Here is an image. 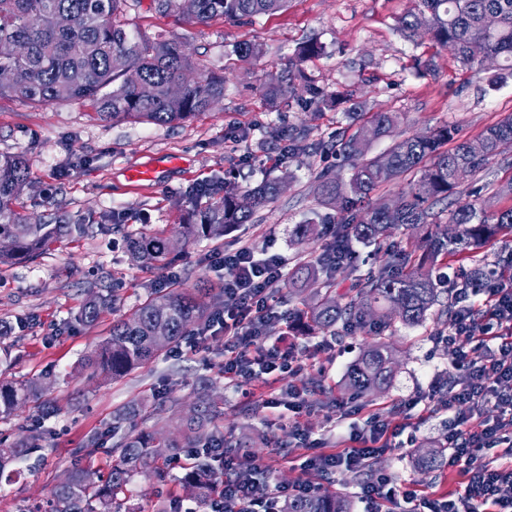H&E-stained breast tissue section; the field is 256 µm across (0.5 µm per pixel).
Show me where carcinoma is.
Here are the masks:
<instances>
[{"instance_id":"carcinoma-1","label":"carcinoma","mask_w":512,"mask_h":512,"mask_svg":"<svg viewBox=\"0 0 512 512\" xmlns=\"http://www.w3.org/2000/svg\"><path fill=\"white\" fill-rule=\"evenodd\" d=\"M162 15H176L190 24H204L213 17H257L273 15L288 8V0H153ZM127 0H0V43L21 48L20 57L0 55V70L18 69L22 78L15 84L0 83V97L18 96L34 106L59 101L91 104L104 119H123L143 124L170 125L193 119L224 98V77L208 72L204 65L183 51V44L162 35L146 36L128 29L123 19ZM66 16L62 27L57 19ZM406 37L425 36L450 50L465 68H483L484 60L496 59L498 70L512 76V0H414L399 18ZM484 43V58L475 57L472 43ZM233 52L242 61L262 53L255 43H239ZM185 85L180 97L169 87ZM309 101L319 105L339 102L343 94L308 86ZM295 92L293 83L270 84L264 96L278 100ZM401 121L399 112H373L355 131L338 130L319 141L315 152L334 154L351 165L349 180L328 170L319 173L322 196L337 204V245H328L317 261H302L288 280V288L301 282L316 288L307 305L305 318L315 329L336 335V325L347 330L370 328L381 335L397 318L416 326L433 314L443 325L454 305H438L447 277L434 271L448 258L459 263L472 261L475 253L499 234L512 235V205L495 208L486 202H462L456 187L467 177L482 171L500 156L512 152V115L500 119L475 140L457 139L456 129L444 125L427 134L404 138L395 136ZM393 138L382 154L367 159L369 143ZM453 147H448L449 143ZM409 176L407 191L400 197L401 209H390V198L373 204L366 197L379 185ZM27 184V168L20 155L0 154V239L12 246L0 249V266L22 257H33L63 235H81L80 224L66 218L31 224L18 213L14 201ZM280 182L265 177L245 191L252 205L242 208L238 194L224 192L222 201L200 216L179 225L183 244L201 238H219L234 224L250 221L255 211L274 198ZM443 203L448 220H441L435 205ZM429 226L424 244L406 242V248L385 253L378 274L357 281L342 302H332L336 277L351 270L352 243L379 245L398 226ZM316 221L308 218L292 229L293 240L303 244L313 235ZM172 237L164 230L127 235L131 257L145 265H163L173 259ZM489 275L476 263L452 283L460 297L488 286ZM217 296L204 283L192 288H153L126 318L112 323L108 338L88 355L87 364L114 380L124 378L155 360L163 350L186 336L206 329L208 311ZM110 295L96 293L83 303L79 320L92 325L114 308ZM168 326L162 343L154 330L160 321ZM394 351L386 342L376 341L350 366L344 386L363 394L389 386L393 378ZM51 380L41 377L0 385V417H9L26 403L41 410V420L51 417L46 394ZM162 402L135 399L116 409L111 434L126 425L158 412ZM221 402L211 394L197 393L192 408L171 417L162 431L128 433L112 445V467L107 475L86 480L91 469L78 463L68 470L69 482L50 491V512H135L128 505L132 486L140 477H164L167 462L189 457L178 478L183 495L169 500L161 512H181L183 500L207 508L224 488V470L217 459L224 451ZM37 428L0 446V482H9V467L30 454V442ZM283 512H351L341 495L317 492L287 502Z\"/></svg>"}]
</instances>
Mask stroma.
<instances>
[{
	"mask_svg": "<svg viewBox=\"0 0 512 512\" xmlns=\"http://www.w3.org/2000/svg\"><path fill=\"white\" fill-rule=\"evenodd\" d=\"M412 5V0H291L286 11L273 16L190 25L159 15L151 0H139L128 11L134 29L188 43L207 70L223 75L224 97L210 111L180 124L154 125L105 120L82 102L35 107L16 96L0 99V154L23 155L28 169L17 211L44 221L62 215L85 227L83 235L60 239L33 260L0 268V320L12 326L0 338V382L51 375L47 397L56 409L46 433L37 435L31 458L18 462L17 477L0 488V512H47L51 489L72 463L99 470L111 465L106 431L113 411L151 395L186 405L203 380L224 400L221 429L236 437L258 467H270V480L288 487L302 479L304 450L292 427L269 417L225 379L219 327H212L204 352L163 355L113 382L103 381L82 360L109 336L116 316L130 313L148 289L170 282L190 288L202 281L223 287L215 252L247 243L257 256L284 257L291 269L315 260L322 241L297 245L288 230L311 212L334 214L333 206L322 203L317 180L330 160L313 147L351 120L343 109L308 104L305 83L355 91L369 112L402 113V136L448 124L458 128L460 138L474 139L512 113V77L492 82V69L463 68L430 40L401 33L397 20ZM242 42L260 44L262 55L239 62L233 48ZM310 42L321 43L323 54L302 63L295 96L271 106L263 86L287 79L299 47ZM291 129L305 136L285 163L281 136ZM269 174L288 180L252 223L219 239L192 241L168 269L131 262L125 234L174 231L188 215L214 203L210 188L241 192ZM108 288L117 295L114 312L93 325L79 321L88 294ZM438 330L431 318L417 327L395 323L385 337L397 358L391 386L349 399L337 386L373 334L362 329L329 336L296 320L291 341L306 365L304 376L319 381L306 393L310 443L326 451L338 447L351 429L363 428L368 414L378 413L397 433L391 451L375 457L373 468L410 489L439 494L459 489L457 470L428 473L420 462L422 452L443 440L452 412L407 421L397 411L401 401L426 393L432 381L447 379L452 352L435 343ZM96 433L102 436L100 448L78 455ZM180 474L176 467L161 480H136L131 503L137 512H160L177 491Z\"/></svg>",
	"mask_w": 512,
	"mask_h": 512,
	"instance_id": "stroma-1",
	"label": "stroma"
}]
</instances>
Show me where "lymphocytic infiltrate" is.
I'll use <instances>...</instances> for the list:
<instances>
[{"mask_svg": "<svg viewBox=\"0 0 512 512\" xmlns=\"http://www.w3.org/2000/svg\"><path fill=\"white\" fill-rule=\"evenodd\" d=\"M219 265L224 272L225 304L216 322L224 327L225 375L246 397L252 396L256 379H265L272 390L263 397V407L287 406L292 427L304 434L303 417L308 411L304 389L295 381L285 384L284 377L289 374L296 380L305 367L293 348L268 343L263 334L265 324L277 316L273 294L284 278V259L256 258L245 244L225 253ZM484 293L485 310H478L468 297L459 298L447 332L436 337L453 350L447 383H432L425 398L414 397L401 405L407 415L421 405L453 412L446 463L464 476L463 489L446 497L403 491L390 474L380 473L361 488L366 512H399L404 503L408 512H512V496L503 494L504 488L512 487V277L491 276ZM490 402L500 410L492 422L482 415ZM390 436L388 423L368 415L363 428L351 432L350 447L307 457L306 479L290 487L242 477L247 455L225 453L224 469L232 477L210 512H282L283 503L307 496L325 476L366 466L387 451Z\"/></svg>", "mask_w": 512, "mask_h": 512, "instance_id": "1", "label": "lymphocytic infiltrate"}]
</instances>
